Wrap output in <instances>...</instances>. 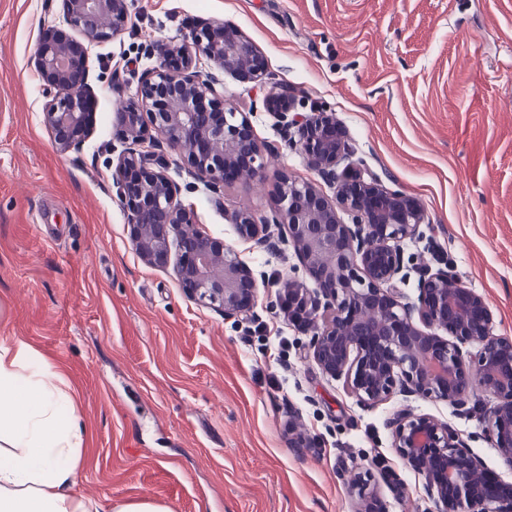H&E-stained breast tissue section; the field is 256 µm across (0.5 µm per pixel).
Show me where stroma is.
<instances>
[{
    "instance_id": "stroma-1",
    "label": "stroma",
    "mask_w": 512,
    "mask_h": 512,
    "mask_svg": "<svg viewBox=\"0 0 512 512\" xmlns=\"http://www.w3.org/2000/svg\"><path fill=\"white\" fill-rule=\"evenodd\" d=\"M211 21L241 29L283 89L335 113L355 162L422 206L401 296L416 298L420 263H448L512 340V0H135L123 33L86 45L93 115L77 150L45 124L31 62L39 41L73 28L58 0H0V343L26 340L69 379L85 430L81 493L173 512H354L346 479L369 469L385 512L407 500L433 512L392 446L387 420L401 409L447 423L512 481L485 437L492 396L460 407L397 393L365 406L310 356L277 297L288 279L314 281L291 246L254 247L229 218L244 206L268 214L283 173L330 199L335 189L288 148L254 83L200 63L270 152L268 192L236 180L215 205L179 151L163 153L200 228L252 268L255 319L200 305L173 266L135 250L112 185L125 146L114 108L156 66L153 42ZM293 423L309 448L291 447Z\"/></svg>"
}]
</instances>
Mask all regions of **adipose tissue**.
<instances>
[{
    "label": "adipose tissue",
    "mask_w": 512,
    "mask_h": 512,
    "mask_svg": "<svg viewBox=\"0 0 512 512\" xmlns=\"http://www.w3.org/2000/svg\"><path fill=\"white\" fill-rule=\"evenodd\" d=\"M78 413L67 378L28 343L0 344V512H173L151 501L111 509L82 496Z\"/></svg>",
    "instance_id": "ef3b65f1"
}]
</instances>
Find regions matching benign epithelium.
<instances>
[{
    "label": "benign epithelium",
    "instance_id": "7a95c632",
    "mask_svg": "<svg viewBox=\"0 0 512 512\" xmlns=\"http://www.w3.org/2000/svg\"><path fill=\"white\" fill-rule=\"evenodd\" d=\"M71 26L88 41L108 42L123 31L134 0H59ZM159 61L139 78L135 96L116 109L128 142L117 157L113 186L127 215L135 249L155 266L178 252L184 290L224 314L251 321L258 283L239 253L194 228V214L177 199L165 174L157 139L180 151L194 174L221 193L245 172L263 187L270 154L258 142L245 112L224 107L212 76L197 69L204 57L218 68L267 89L263 105L287 135V144L336 188L331 203L309 182L282 176L270 215L256 221L243 207L232 219L244 240L273 250L271 225L288 229L290 244L318 288L290 280L283 291L310 332L309 347L327 374L342 376L365 405L395 392L448 400L462 406L470 392L497 400L486 435L512 466V341L492 333L483 298L448 268L418 267L417 298L402 301L394 282L405 278L404 243L420 236L421 207L382 185L380 177L349 162L345 135L329 112H302L295 98L257 64V46L224 21L195 27L177 44L158 40ZM43 82L44 119L63 149H77L87 132L86 48L79 40H43L35 50ZM350 217L344 224L336 207ZM442 330L444 338L437 334ZM392 447L424 479L435 512H512V481H487L485 464L460 436L434 416L405 411L389 422ZM355 512H381L365 477L348 484Z\"/></svg>",
    "mask_w": 512,
    "mask_h": 512
}]
</instances>
